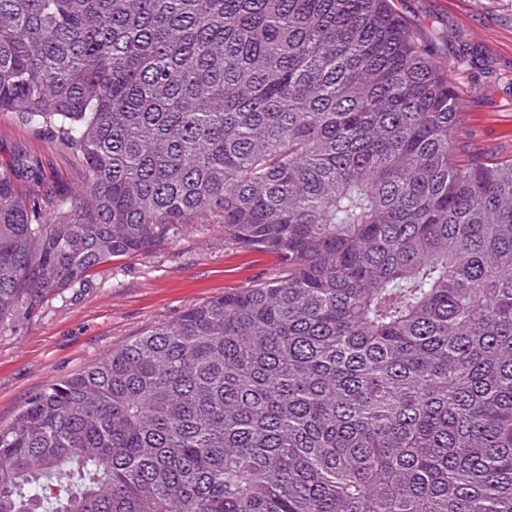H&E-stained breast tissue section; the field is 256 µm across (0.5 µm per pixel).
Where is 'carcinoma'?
<instances>
[{
	"label": "carcinoma",
	"mask_w": 512,
	"mask_h": 512,
	"mask_svg": "<svg viewBox=\"0 0 512 512\" xmlns=\"http://www.w3.org/2000/svg\"><path fill=\"white\" fill-rule=\"evenodd\" d=\"M391 0H0V319L202 212L285 273L0 426V512H512V160ZM0 166L16 172L18 188L27 195L35 176L64 196L80 189L85 177L82 162L60 140L11 112L0 113Z\"/></svg>",
	"instance_id": "cac0c4a2"
}]
</instances>
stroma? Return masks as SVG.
I'll use <instances>...</instances> for the list:
<instances>
[{"label": "stroma", "mask_w": 512, "mask_h": 512, "mask_svg": "<svg viewBox=\"0 0 512 512\" xmlns=\"http://www.w3.org/2000/svg\"><path fill=\"white\" fill-rule=\"evenodd\" d=\"M414 33L448 64L462 101L461 156H512V0H394ZM0 166L29 193L40 177L57 194L84 182L85 167L52 134L0 113ZM284 272L273 253L225 236L216 218L183 225L148 251L118 257L47 300L0 321V425L49 383L84 370L191 307Z\"/></svg>", "instance_id": "1"}]
</instances>
